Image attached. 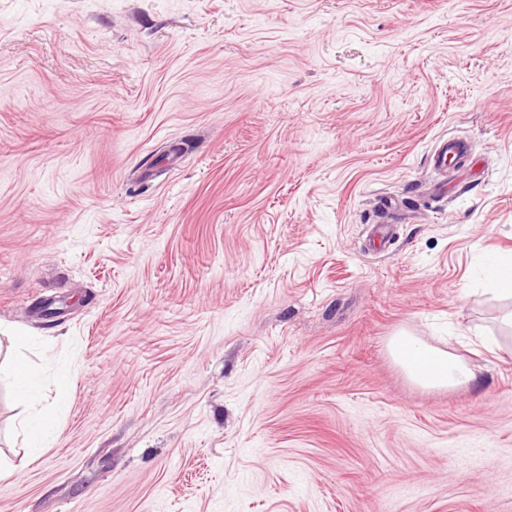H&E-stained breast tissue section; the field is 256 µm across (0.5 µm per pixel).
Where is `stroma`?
Listing matches in <instances>:
<instances>
[{
  "instance_id": "obj_1",
  "label": "stroma",
  "mask_w": 512,
  "mask_h": 512,
  "mask_svg": "<svg viewBox=\"0 0 512 512\" xmlns=\"http://www.w3.org/2000/svg\"><path fill=\"white\" fill-rule=\"evenodd\" d=\"M496 255L512 0H0V337L65 402L0 512H512ZM401 329L501 348L423 390Z\"/></svg>"
}]
</instances>
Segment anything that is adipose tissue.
<instances>
[{
  "instance_id": "1",
  "label": "adipose tissue",
  "mask_w": 512,
  "mask_h": 512,
  "mask_svg": "<svg viewBox=\"0 0 512 512\" xmlns=\"http://www.w3.org/2000/svg\"><path fill=\"white\" fill-rule=\"evenodd\" d=\"M388 350L394 363L407 379L427 390H456L477 379L475 370L457 354L425 343L407 330L391 336ZM14 400L24 412L19 428L27 440L29 452H37L55 436L56 418L43 405V381L39 371L24 359L11 364Z\"/></svg>"
}]
</instances>
